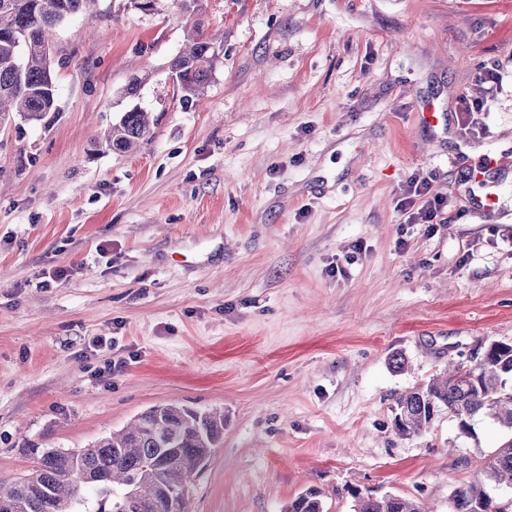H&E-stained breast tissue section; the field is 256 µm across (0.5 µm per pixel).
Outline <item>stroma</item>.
<instances>
[{
    "label": "stroma",
    "instance_id": "1",
    "mask_svg": "<svg viewBox=\"0 0 512 512\" xmlns=\"http://www.w3.org/2000/svg\"><path fill=\"white\" fill-rule=\"evenodd\" d=\"M96 11L49 36L58 111L0 127V482L32 448H87L180 404L224 413L189 512H283L309 487L326 512H353L357 492L452 512L512 431L481 416L466 436L443 409L402 437L391 407L512 344V172L469 170L512 153V0ZM197 22L224 53L187 107L170 62ZM463 96L486 103L476 125ZM134 106L151 138L101 147ZM424 179L454 223H402ZM487 193L488 216L472 207Z\"/></svg>",
    "mask_w": 512,
    "mask_h": 512
}]
</instances>
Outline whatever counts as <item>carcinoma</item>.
Listing matches in <instances>:
<instances>
[{
	"label": "carcinoma",
	"instance_id": "obj_1",
	"mask_svg": "<svg viewBox=\"0 0 512 512\" xmlns=\"http://www.w3.org/2000/svg\"><path fill=\"white\" fill-rule=\"evenodd\" d=\"M95 0H0V125L19 116L43 119L54 110L57 86L46 51L48 31L83 13ZM224 45L193 26L188 46L170 69L190 106L204 94ZM148 112L134 106L106 131L101 145L116 153L132 151L150 139ZM512 345L491 344L487 359L400 394L393 427L402 436L421 433L435 419L433 406L445 407L468 434L479 414L512 430ZM224 435V414L183 405H160L140 414L127 428L113 431L90 448H33V466L12 487L0 488V512H188L191 480L198 475ZM512 489V439L486 461L477 479L455 489L454 512H512L490 485ZM286 512H325L322 492L309 488ZM354 512H423L399 495L355 496Z\"/></svg>",
	"mask_w": 512,
	"mask_h": 512
}]
</instances>
